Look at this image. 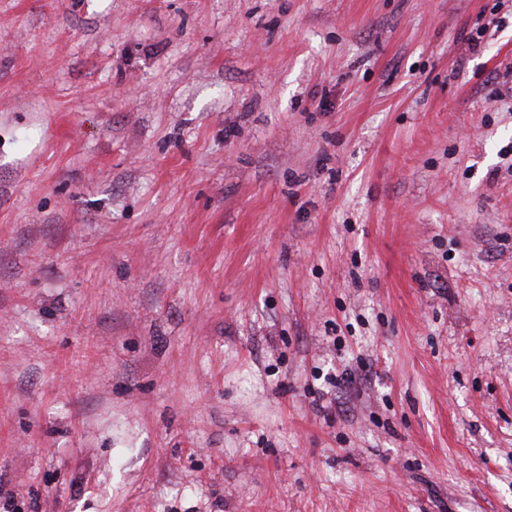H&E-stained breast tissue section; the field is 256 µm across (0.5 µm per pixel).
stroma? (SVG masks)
<instances>
[{
  "mask_svg": "<svg viewBox=\"0 0 512 512\" xmlns=\"http://www.w3.org/2000/svg\"><path fill=\"white\" fill-rule=\"evenodd\" d=\"M512 512V0H0V512Z\"/></svg>",
  "mask_w": 512,
  "mask_h": 512,
  "instance_id": "1",
  "label": "stroma"
}]
</instances>
